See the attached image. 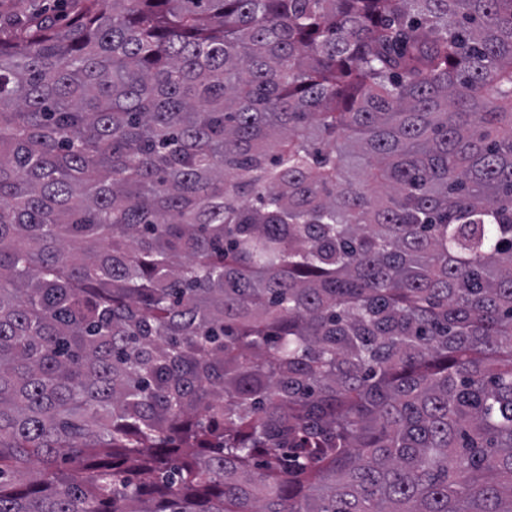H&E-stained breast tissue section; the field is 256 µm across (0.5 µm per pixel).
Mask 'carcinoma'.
<instances>
[{
	"mask_svg": "<svg viewBox=\"0 0 512 512\" xmlns=\"http://www.w3.org/2000/svg\"><path fill=\"white\" fill-rule=\"evenodd\" d=\"M0 28V512H512V0Z\"/></svg>",
	"mask_w": 512,
	"mask_h": 512,
	"instance_id": "cac0c4a2",
	"label": "carcinoma"
}]
</instances>
